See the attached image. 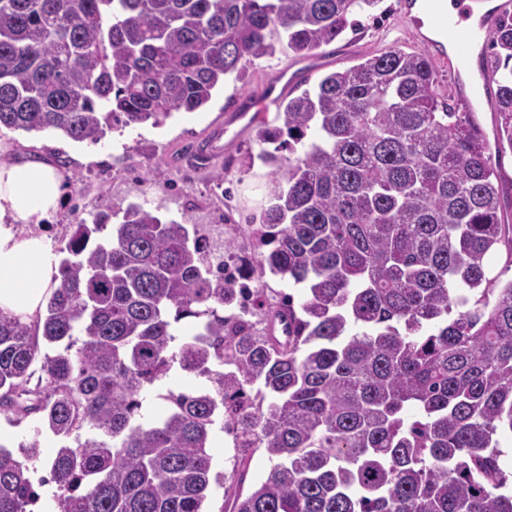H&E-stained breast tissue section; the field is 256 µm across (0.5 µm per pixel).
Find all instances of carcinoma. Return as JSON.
Wrapping results in <instances>:
<instances>
[{
    "label": "carcinoma",
    "mask_w": 512,
    "mask_h": 512,
    "mask_svg": "<svg viewBox=\"0 0 512 512\" xmlns=\"http://www.w3.org/2000/svg\"><path fill=\"white\" fill-rule=\"evenodd\" d=\"M378 2L0 0V129L96 144L161 125L273 55L274 37L308 55ZM483 57L502 154L511 15ZM435 85L428 52L394 48L257 125L272 180L247 228L251 271L304 285L298 305L256 290L234 312L241 289L213 278L188 217L130 203L75 225L54 249L61 281L44 315L0 310V413L36 416L56 438L42 480L56 512H202L224 484L209 453L219 425L239 439L219 512H512L498 439L512 433V224L475 113ZM187 318L203 331L179 342ZM175 366L205 382L167 391L168 413L138 422L141 393ZM257 449L271 467L245 495ZM20 450L23 461L0 446V512L38 499V440Z\"/></svg>",
    "instance_id": "cac0c4a2"
}]
</instances>
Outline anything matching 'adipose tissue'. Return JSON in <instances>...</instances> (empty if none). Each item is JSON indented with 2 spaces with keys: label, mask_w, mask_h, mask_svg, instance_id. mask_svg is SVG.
Wrapping results in <instances>:
<instances>
[{
  "label": "adipose tissue",
  "mask_w": 512,
  "mask_h": 512,
  "mask_svg": "<svg viewBox=\"0 0 512 512\" xmlns=\"http://www.w3.org/2000/svg\"><path fill=\"white\" fill-rule=\"evenodd\" d=\"M66 189L49 158H0V309L27 323L57 286L58 262L47 239L24 228L56 211Z\"/></svg>",
  "instance_id": "ef3b65f1"
}]
</instances>
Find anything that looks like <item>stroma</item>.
I'll return each mask as SVG.
<instances>
[{
  "mask_svg": "<svg viewBox=\"0 0 512 512\" xmlns=\"http://www.w3.org/2000/svg\"><path fill=\"white\" fill-rule=\"evenodd\" d=\"M352 17L358 22L356 30L346 31L310 57H297L286 41H277L274 55L248 64L241 80L226 81L205 108L174 114L160 126L147 122L128 127L108 133L96 144L75 142L59 134L0 130V146L18 155H40L60 162L68 180L67 197L58 212L45 223L31 225V232L62 247L74 224L134 202L175 219L187 214L198 224L227 223V238L236 240L240 255L252 256L243 231L246 225L259 223L269 181L264 165L246 168L241 164L246 151L258 148L255 128L244 129L205 165H190L186 157L195 146L223 132L226 117L245 100L263 98L280 73H307L306 81L295 78L291 84L300 92L314 87L324 74L355 65L363 57L392 48L408 53L424 48L418 37L419 25L405 17L400 0H379L375 8L354 11ZM218 169L224 172L219 190L212 183V174ZM37 424L33 417L16 422L1 414L0 445L14 451L19 444L38 440L39 457L30 466L45 476L57 442L49 432H37Z\"/></svg>",
  "mask_w": 512,
  "mask_h": 512,
  "instance_id": "35a3bbf8",
  "label": "stroma"
}]
</instances>
